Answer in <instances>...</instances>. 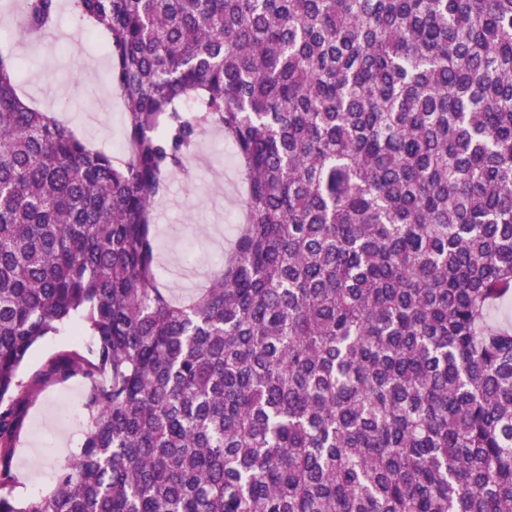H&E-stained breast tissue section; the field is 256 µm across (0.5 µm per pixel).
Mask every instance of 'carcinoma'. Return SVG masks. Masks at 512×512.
I'll return each instance as SVG.
<instances>
[{"label":"carcinoma","instance_id":"1","mask_svg":"<svg viewBox=\"0 0 512 512\" xmlns=\"http://www.w3.org/2000/svg\"><path fill=\"white\" fill-rule=\"evenodd\" d=\"M74 7L127 150L0 53V512H512V0ZM213 128L245 223L176 299L153 205ZM70 322L90 341L32 382L81 378L88 428L26 497L20 371Z\"/></svg>","mask_w":512,"mask_h":512}]
</instances>
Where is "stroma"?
Wrapping results in <instances>:
<instances>
[{
	"mask_svg": "<svg viewBox=\"0 0 512 512\" xmlns=\"http://www.w3.org/2000/svg\"><path fill=\"white\" fill-rule=\"evenodd\" d=\"M23 0H0V44L21 59L22 95L52 113L88 145L116 154L124 146L123 104L111 81V63L101 44L88 36L73 0H59L55 28L41 38L18 32ZM223 132L207 134L198 146L206 161L189 175L174 174L155 202L154 231L160 272L171 295L197 293L207 276L228 256L244 222L239 202L245 188L235 159L225 156ZM73 325L61 327L34 348L22 369L31 382L44 362L80 344ZM25 428L16 447L15 471L26 493H48L56 469L74 455L88 421L84 384L74 378L35 387L26 400Z\"/></svg>",
	"mask_w": 512,
	"mask_h": 512,
	"instance_id": "stroma-1",
	"label": "stroma"
}]
</instances>
